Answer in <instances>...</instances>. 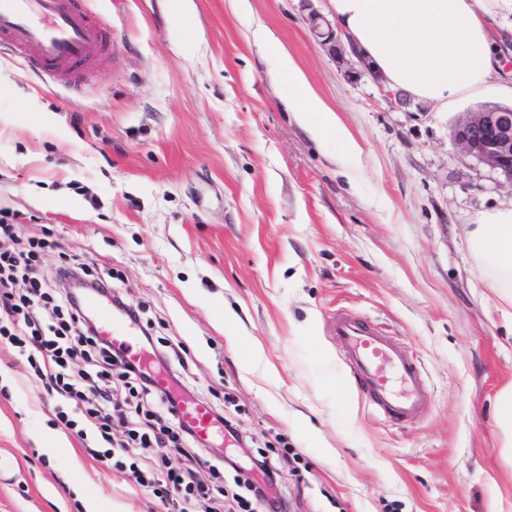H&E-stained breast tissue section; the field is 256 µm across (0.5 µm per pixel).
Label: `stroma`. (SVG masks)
<instances>
[{
  "instance_id": "1",
  "label": "stroma",
  "mask_w": 512,
  "mask_h": 512,
  "mask_svg": "<svg viewBox=\"0 0 512 512\" xmlns=\"http://www.w3.org/2000/svg\"><path fill=\"white\" fill-rule=\"evenodd\" d=\"M87 0L112 45L76 89L0 55V211L46 241L52 279L82 264L185 365L181 395L222 410L276 460L288 512H512V447L497 419L512 384V305L467 231L512 206V184L466 155L452 110L394 108L311 37L302 0ZM277 48L259 45L256 28ZM291 55L359 145L287 107ZM367 318L419 365L430 393L403 423L376 415L331 333ZM17 348L0 341V512H170L119 463L58 424ZM60 444L48 452L50 440Z\"/></svg>"
}]
</instances>
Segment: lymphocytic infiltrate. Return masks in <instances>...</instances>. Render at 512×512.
<instances>
[{"label": "lymphocytic infiltrate", "mask_w": 512, "mask_h": 512, "mask_svg": "<svg viewBox=\"0 0 512 512\" xmlns=\"http://www.w3.org/2000/svg\"><path fill=\"white\" fill-rule=\"evenodd\" d=\"M45 241H15L14 246L0 249V335L25 355L35 376L60 401L58 418L65 429L80 440L94 439L99 456L110 459L121 454L127 460L134 484L152 487L154 493L175 506V512H217L207 506L208 493L195 484L194 470L213 466L211 457L196 452L198 440L192 428L183 423L179 403L171 392L159 391L153 370L132 361L126 349L100 336L86 313L84 292L110 297L115 310L130 322H138L135 309L121 296L113 294L109 284L86 278L70 265L58 267L53 282L38 274V264ZM24 280L28 288L17 294L13 285ZM82 359L83 370L71 372L74 359ZM120 375L130 385L134 397L150 404L149 414L158 429L132 432L125 443L112 442V413L115 403L110 383ZM172 446L186 450V465L157 477L146 478L139 462L153 447ZM244 512H285L287 504L269 459L252 461L244 481Z\"/></svg>", "instance_id": "1"}]
</instances>
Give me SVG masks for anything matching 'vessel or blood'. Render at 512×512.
I'll use <instances>...</instances> for the list:
<instances>
[{"instance_id":"b4317fda","label":"vessel or blood","mask_w":512,"mask_h":512,"mask_svg":"<svg viewBox=\"0 0 512 512\" xmlns=\"http://www.w3.org/2000/svg\"><path fill=\"white\" fill-rule=\"evenodd\" d=\"M108 31L106 22L87 11L85 0H0V38L16 48L24 67L66 81L76 79L82 64L105 55ZM100 317L105 338L129 348L132 359L143 360L129 328L108 311ZM333 334L378 414L400 422L421 412L428 390L416 363L390 338L346 313L337 314ZM180 417L201 440L224 434L205 404L182 405Z\"/></svg>"}]
</instances>
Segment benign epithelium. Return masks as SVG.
Masks as SVG:
<instances>
[{
	"label": "benign epithelium",
	"mask_w": 512,
	"mask_h": 512,
	"mask_svg": "<svg viewBox=\"0 0 512 512\" xmlns=\"http://www.w3.org/2000/svg\"><path fill=\"white\" fill-rule=\"evenodd\" d=\"M306 21L319 45L346 66L347 78L367 73L385 98L402 102L401 92L387 87L372 62L353 43L344 41L342 33L323 14L311 7ZM453 135L467 155L512 184V106L482 107L468 112L456 123Z\"/></svg>",
	"instance_id": "7a95c632"
}]
</instances>
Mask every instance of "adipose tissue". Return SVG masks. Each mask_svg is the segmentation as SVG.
Here are the masks:
<instances>
[{
	"mask_svg": "<svg viewBox=\"0 0 512 512\" xmlns=\"http://www.w3.org/2000/svg\"><path fill=\"white\" fill-rule=\"evenodd\" d=\"M337 28L392 86L439 108L476 98L501 72L491 38L497 18L512 16V0H328ZM281 65L293 78L288 108L296 117L323 116L315 137L345 133L333 112L304 90L305 79L289 55ZM473 256L484 265L492 287L512 294V208L482 213L468 233Z\"/></svg>",
	"mask_w": 512,
	"mask_h": 512,
	"instance_id": "obj_1",
	"label": "adipose tissue"
}]
</instances>
